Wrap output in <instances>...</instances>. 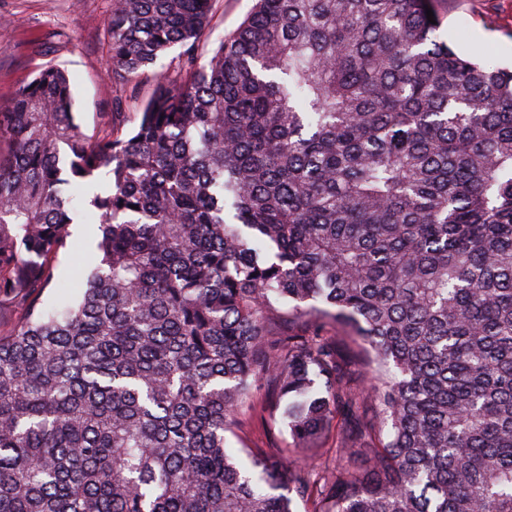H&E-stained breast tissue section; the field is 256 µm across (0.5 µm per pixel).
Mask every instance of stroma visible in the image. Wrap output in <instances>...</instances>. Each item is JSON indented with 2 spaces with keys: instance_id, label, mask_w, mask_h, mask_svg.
<instances>
[{
  "instance_id": "stroma-1",
  "label": "stroma",
  "mask_w": 512,
  "mask_h": 512,
  "mask_svg": "<svg viewBox=\"0 0 512 512\" xmlns=\"http://www.w3.org/2000/svg\"><path fill=\"white\" fill-rule=\"evenodd\" d=\"M111 0H0V108L43 66L64 69L76 95V117L85 133L98 134L122 88L106 73L107 21ZM438 35L449 44L476 49L491 63H512V0H452L440 7ZM100 216L88 212L73 226L57 261V285L45 301L62 306L69 286L96 261ZM233 447L280 448L317 467L322 459L297 453L288 433L270 419L231 437Z\"/></svg>"
}]
</instances>
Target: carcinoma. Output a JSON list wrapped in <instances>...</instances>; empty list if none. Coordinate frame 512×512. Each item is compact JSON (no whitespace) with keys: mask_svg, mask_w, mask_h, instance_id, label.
<instances>
[{"mask_svg":"<svg viewBox=\"0 0 512 512\" xmlns=\"http://www.w3.org/2000/svg\"><path fill=\"white\" fill-rule=\"evenodd\" d=\"M216 2L112 0L153 90L96 138L55 66L0 111V512H512V70L436 0ZM257 410L335 464L230 451ZM254 4L255 0H220L211 23V41L215 42L235 30ZM82 224L72 226L68 246L63 250L57 261L56 288L47 291L45 302L51 306L61 307L67 292L76 281L82 280L89 269L95 264V245L100 234V216L89 211Z\"/></svg>","mask_w":512,"mask_h":512,"instance_id":"carcinoma-1","label":"carcinoma"}]
</instances>
